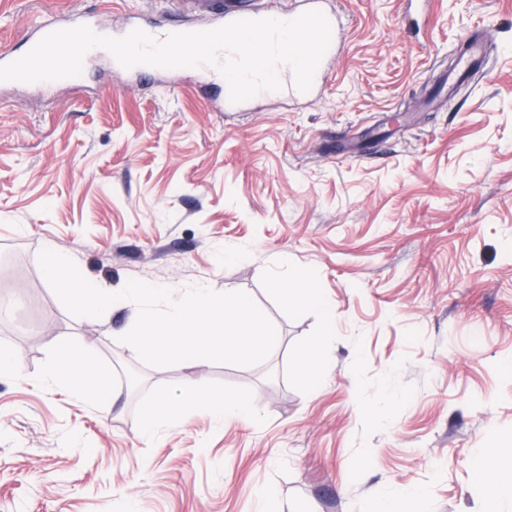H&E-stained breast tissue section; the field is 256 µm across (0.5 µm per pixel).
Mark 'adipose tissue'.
<instances>
[{
	"mask_svg": "<svg viewBox=\"0 0 512 512\" xmlns=\"http://www.w3.org/2000/svg\"><path fill=\"white\" fill-rule=\"evenodd\" d=\"M40 382L45 386L66 387L76 397L99 401L109 392L107 382L94 360L79 348H68L58 352L47 364ZM202 408L213 420L223 423L229 420L246 421L252 413L251 401L246 397L236 399L221 394L206 392L204 386L183 391L177 400H162L147 413L142 423L144 436H153L170 425L177 415ZM472 458L478 469H485L488 460H496L498 475L490 484L491 498L494 503L512 504V458L497 455L495 449L477 448Z\"/></svg>",
	"mask_w": 512,
	"mask_h": 512,
	"instance_id": "adipose-tissue-1",
	"label": "adipose tissue"
}]
</instances>
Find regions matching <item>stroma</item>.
<instances>
[{
    "instance_id": "35a3bbf8",
    "label": "stroma",
    "mask_w": 512,
    "mask_h": 512,
    "mask_svg": "<svg viewBox=\"0 0 512 512\" xmlns=\"http://www.w3.org/2000/svg\"><path fill=\"white\" fill-rule=\"evenodd\" d=\"M340 51L319 92L215 111L185 69L0 86V512H490L473 449L512 456V0H435L418 38L406 0H336ZM82 10L109 36L168 25L166 0H0V48ZM489 71H455L467 35ZM60 248L84 276L249 294L277 330L269 359L151 367L120 343L129 306L68 312L37 263ZM311 277L335 308L286 303ZM322 343L325 374L302 369ZM85 349L115 389L99 403L42 385ZM204 382L253 396L249 422L189 413L150 438L144 416ZM386 401L390 425L370 417ZM273 289L279 293L286 302L301 300L313 304L320 312L328 327H330L336 319L335 310L325 299L318 295L314 288L313 281L309 277L295 283L291 288H288V285H283L278 282L274 285Z\"/></svg>"
}]
</instances>
